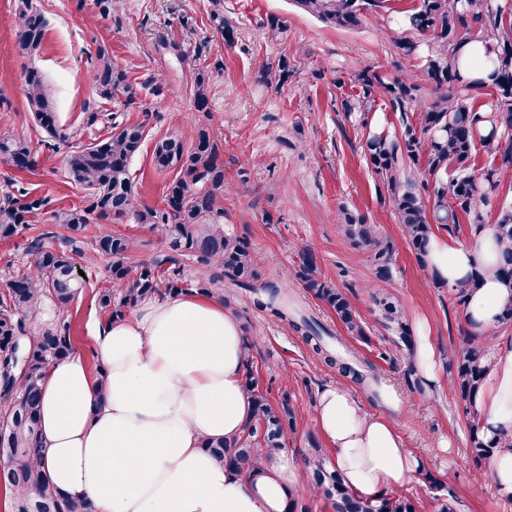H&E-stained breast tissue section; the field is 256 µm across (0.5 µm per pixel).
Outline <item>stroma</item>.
Here are the masks:
<instances>
[{
  "mask_svg": "<svg viewBox=\"0 0 512 512\" xmlns=\"http://www.w3.org/2000/svg\"><path fill=\"white\" fill-rule=\"evenodd\" d=\"M46 32L35 58L23 56L10 21L20 0H0V132L38 146V165L19 170L0 161V189L15 182L50 197L54 208L79 206L84 192L64 167L66 145L43 148L45 133L35 123L26 98L25 68L36 64L56 105L58 122L81 142L105 135L104 120L91 112L112 111L101 101L89 71L98 48H106L131 76L154 78L165 95L149 97V112H123L124 122H147L153 136H176L191 143L197 125L209 126L224 144V174L235 192L224 203V222L247 238L256 268L267 277L293 282L297 250L311 245L322 276L351 299L371 330H378L372 295L373 267L354 251L336 220L341 207L380 225L394 243L395 274L387 286L404 308L412 329H427L440 355L460 345L465 328L461 310L444 288L434 287L403 240L397 217L381 203L377 181L368 169L363 138L337 106L353 94L336 78L366 66L399 74L417 73L418 60L397 52L393 41L405 32L383 34L374 23L356 30L328 26L298 9L292 0H224V16L235 26L226 43L211 19L210 0H33ZM279 16L282 34L266 27ZM190 51L211 76L209 109L196 111L192 74L180 64L178 50ZM288 56L296 73L281 87L267 85L266 63ZM152 143H145L130 164L136 204L161 205L170 173L152 164ZM113 232L132 241L139 263L166 252L165 241L148 225L131 219L111 222ZM84 273V286L71 305L74 353L88 367L99 358L94 323L106 321L98 304L111 282L104 262L88 263L73 255ZM237 316L256 344L255 366L269 383L272 402L287 398L296 429L285 448L302 456L315 429V408L323 386L341 382L287 322L256 309L249 294L236 300ZM397 393L394 402L373 401L354 387L365 412L382 414L398 426L407 448L420 456L431 480L404 488L417 512H440L444 500L463 503L466 512H512V499L499 497L485 465L475 463L468 447L469 407L448 385L423 397L409 391L399 370H387Z\"/></svg>",
  "mask_w": 512,
  "mask_h": 512,
  "instance_id": "obj_1",
  "label": "stroma"
}]
</instances>
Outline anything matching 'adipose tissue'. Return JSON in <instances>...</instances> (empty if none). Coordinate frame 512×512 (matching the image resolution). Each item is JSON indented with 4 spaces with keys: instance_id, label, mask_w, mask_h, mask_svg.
<instances>
[{
    "instance_id": "adipose-tissue-1",
    "label": "adipose tissue",
    "mask_w": 512,
    "mask_h": 512,
    "mask_svg": "<svg viewBox=\"0 0 512 512\" xmlns=\"http://www.w3.org/2000/svg\"><path fill=\"white\" fill-rule=\"evenodd\" d=\"M497 255L487 230L473 245L433 237L428 262L452 285ZM511 293L491 276L472 289L463 311L470 334L495 332ZM94 339L105 379L78 356L44 372L41 467L48 486L90 499L92 512H287L306 486L302 460L273 448L249 477L204 447L238 437L253 414L244 387V329L222 299L147 297L127 317L98 324ZM473 406L485 436L504 443L488 473L498 495L512 498V336L497 334ZM315 424L332 452L331 467L355 494L404 488L423 471L397 426L366 413L344 386L320 390Z\"/></svg>"
}]
</instances>
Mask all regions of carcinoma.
Instances as JSON below:
<instances>
[{
  "label": "carcinoma",
  "mask_w": 512,
  "mask_h": 512,
  "mask_svg": "<svg viewBox=\"0 0 512 512\" xmlns=\"http://www.w3.org/2000/svg\"><path fill=\"white\" fill-rule=\"evenodd\" d=\"M12 20L19 49L32 57L40 50L46 22L29 0ZM310 16L338 29L353 30L372 21L387 32L395 24L416 35L394 41L397 49L418 54L421 76L392 75L373 66L356 71L350 82L358 87L342 97L341 112L364 137V156L378 179L380 199L395 212L407 245L417 262L428 269L429 242L435 230L450 234L466 224L470 238L492 230L499 247L496 264L476 270L448 288L450 299L465 307L471 289L487 276L507 285L511 294L498 317L499 328L512 327V204H499L512 194V22L504 23L505 6L497 0H420V5L401 18L379 17L368 12L372 0H293ZM212 19L219 23L224 40L232 43L234 27L224 19V0H211ZM467 42L484 48L491 66L487 79L471 76L469 61L461 51ZM294 74L288 57L268 64L265 83L280 87ZM91 79L99 98L123 100L124 109L142 103L129 81L125 66L105 48H99ZM26 97L36 124L49 137L71 145L65 157L69 178L85 190L82 205L53 209L50 199L18 187L0 191V241L11 240L35 224H58L67 234L57 249L42 239L29 247L28 270L9 275L0 290V451L9 454L11 473L0 476V487L11 491L9 512H91L85 498L64 496L46 486L38 463L41 457V379L45 369L74 353L70 305L81 289L68 252L84 248L106 262V271L117 289L106 288L99 304L110 319L129 315L137 301L148 295L170 296L195 292L218 296L224 307L236 312V289L256 295L254 306L283 320L301 335L323 362L354 383L370 388L379 401L384 393L379 366L348 348L332 350L325 338L332 333L312 314L292 316L293 294L274 279H262L253 264L250 244L224 225V200L231 186L224 176V145L205 125H199L191 144L175 137L156 140L152 156L160 171H172L161 208H135L130 162L146 141V124L107 121L108 136L82 143L59 125L45 92V79L35 66L25 72ZM191 94L198 112L208 111L210 75L194 69ZM481 95L488 102L478 106ZM400 113V128L389 133L373 126L378 98ZM491 158L489 167L477 174L472 158L478 149ZM0 159L27 170L35 166L30 142L0 133ZM432 182L416 179L419 171ZM494 220H489V214ZM133 218L147 224L168 243L171 253L134 264L130 240L105 227L110 221ZM354 249L369 253L375 284L393 279V245L382 237L380 225L343 208L337 214ZM295 271L305 293L328 308L353 340L372 344L369 329L347 296L318 271L314 249L297 251ZM194 263L198 276L185 274L181 259ZM387 332V347L377 358L393 363L394 352L413 349L412 329L402 308L388 294H372ZM245 387L254 403V415L233 441L209 440L205 448L234 470L251 475L259 470L265 448H281L293 430L295 415L288 392L273 405L269 388L261 382L253 361L254 344L246 342ZM493 342L465 334L459 348L448 354V384L470 404L483 386L491 362ZM406 386L426 393L424 381L412 364L403 371ZM470 453L480 461L490 456L497 442L481 430L480 416L470 410ZM305 464L316 493L328 500L334 512H416L415 503L401 495L363 498L353 494L342 477L329 467L322 449L311 443Z\"/></svg>",
  "instance_id": "obj_1"
}]
</instances>
